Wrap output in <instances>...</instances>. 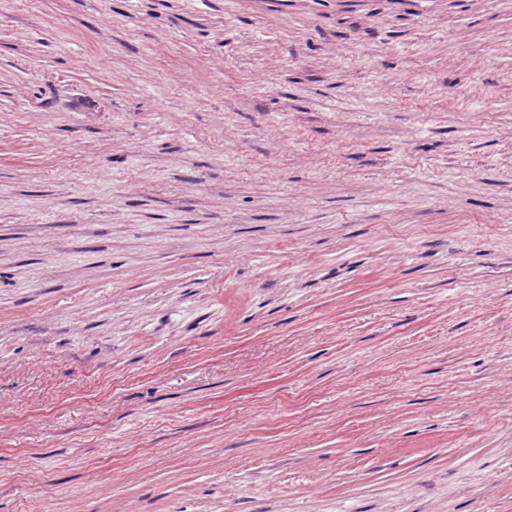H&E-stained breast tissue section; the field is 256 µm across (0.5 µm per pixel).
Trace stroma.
Here are the masks:
<instances>
[{"instance_id":"35a3bbf8","label":"stroma","mask_w":512,"mask_h":512,"mask_svg":"<svg viewBox=\"0 0 512 512\" xmlns=\"http://www.w3.org/2000/svg\"><path fill=\"white\" fill-rule=\"evenodd\" d=\"M0 512H512V0H0Z\"/></svg>"}]
</instances>
